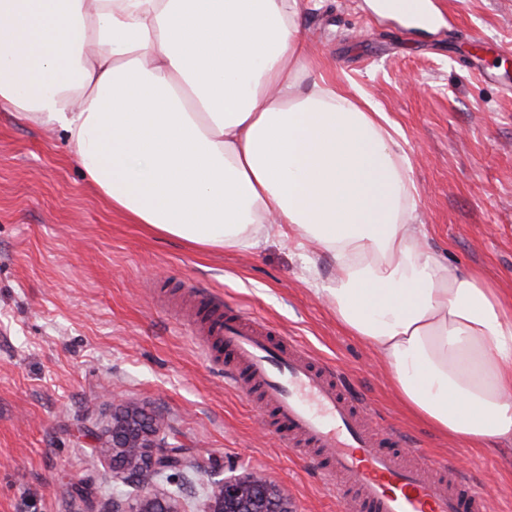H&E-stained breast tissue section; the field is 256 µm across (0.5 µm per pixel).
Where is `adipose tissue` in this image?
Segmentation results:
<instances>
[{"label": "adipose tissue", "mask_w": 512, "mask_h": 512, "mask_svg": "<svg viewBox=\"0 0 512 512\" xmlns=\"http://www.w3.org/2000/svg\"><path fill=\"white\" fill-rule=\"evenodd\" d=\"M302 0H0V107L55 125L113 210L199 250L317 245V290L405 408L512 442V318L417 224L386 113L315 75Z\"/></svg>", "instance_id": "obj_1"}]
</instances>
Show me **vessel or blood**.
<instances>
[{
  "instance_id": "b4317fda",
  "label": "vessel or blood",
  "mask_w": 512,
  "mask_h": 512,
  "mask_svg": "<svg viewBox=\"0 0 512 512\" xmlns=\"http://www.w3.org/2000/svg\"><path fill=\"white\" fill-rule=\"evenodd\" d=\"M200 334L219 342L224 382L254 401L279 438L324 454L341 512H488L487 499L448 462L410 456L402 435L374 429L366 403L342 371L280 336L269 321L204 299Z\"/></svg>"
}]
</instances>
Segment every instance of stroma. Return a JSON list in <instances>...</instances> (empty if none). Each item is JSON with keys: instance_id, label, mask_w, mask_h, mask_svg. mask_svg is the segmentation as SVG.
I'll return each instance as SVG.
<instances>
[{"instance_id": "obj_1", "label": "stroma", "mask_w": 512, "mask_h": 512, "mask_svg": "<svg viewBox=\"0 0 512 512\" xmlns=\"http://www.w3.org/2000/svg\"><path fill=\"white\" fill-rule=\"evenodd\" d=\"M446 27L412 29L365 0H305L317 70L365 93L397 123L430 248L476 272L512 313V0H432ZM334 274L322 255L277 237L250 253H203L114 212L57 128L0 110V512H82L130 493L112 459L93 458L120 401L162 425L194 463L167 472L182 512H198L215 468L256 471L292 512H339L317 453L291 451L224 384L197 341V296L268 320L338 365L377 422L436 460L458 461L512 512V445L485 452L419 423L393 393L373 348L348 335L315 292Z\"/></svg>"}]
</instances>
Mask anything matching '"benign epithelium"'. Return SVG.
<instances>
[{
    "mask_svg": "<svg viewBox=\"0 0 512 512\" xmlns=\"http://www.w3.org/2000/svg\"><path fill=\"white\" fill-rule=\"evenodd\" d=\"M105 437L112 462L120 463L127 473L123 482L135 485L138 493L126 507L114 498L96 512H181L175 494L156 489V482L166 472L184 471L189 464L172 457L167 435L159 426L134 410L121 408L112 414ZM209 485L202 512H292L279 487L256 472L226 477L224 471L214 469Z\"/></svg>",
    "mask_w": 512,
    "mask_h": 512,
    "instance_id": "7a95c632",
    "label": "benign epithelium"
}]
</instances>
